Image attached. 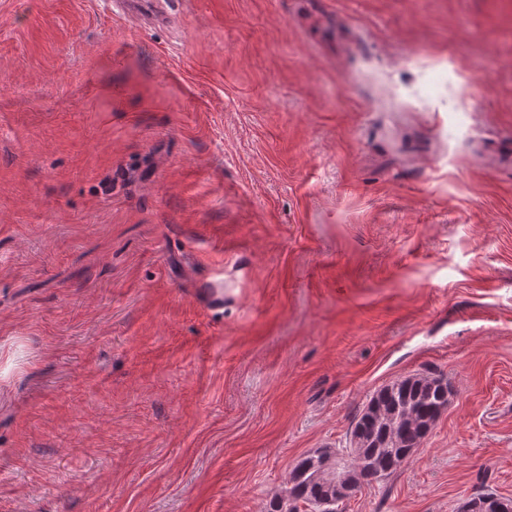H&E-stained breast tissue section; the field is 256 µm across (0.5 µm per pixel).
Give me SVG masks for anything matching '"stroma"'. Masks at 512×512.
Wrapping results in <instances>:
<instances>
[{
  "instance_id": "35a3bbf8",
  "label": "stroma",
  "mask_w": 512,
  "mask_h": 512,
  "mask_svg": "<svg viewBox=\"0 0 512 512\" xmlns=\"http://www.w3.org/2000/svg\"><path fill=\"white\" fill-rule=\"evenodd\" d=\"M163 7L0 0V512H266L423 372L341 512L512 497V0ZM452 387L441 377L414 374L381 386L356 418L349 448L359 454L330 459L305 456L292 468L288 487L270 498L266 512H336V500L347 499L346 491L336 493V478L351 491L390 475L406 462L431 432L448 408ZM305 504L306 511L299 510Z\"/></svg>"
}]
</instances>
